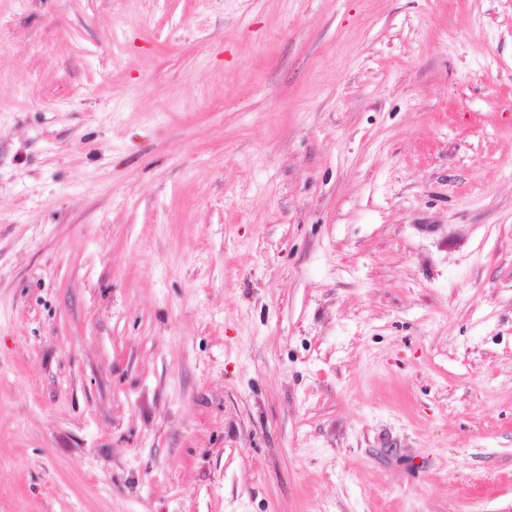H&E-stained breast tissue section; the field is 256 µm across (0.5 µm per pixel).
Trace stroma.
Here are the masks:
<instances>
[{
    "instance_id": "35a3bbf8",
    "label": "stroma",
    "mask_w": 512,
    "mask_h": 512,
    "mask_svg": "<svg viewBox=\"0 0 512 512\" xmlns=\"http://www.w3.org/2000/svg\"><path fill=\"white\" fill-rule=\"evenodd\" d=\"M0 512H512V0H0Z\"/></svg>"
}]
</instances>
